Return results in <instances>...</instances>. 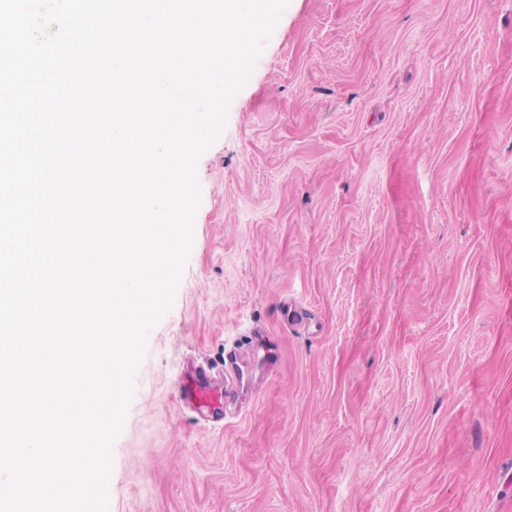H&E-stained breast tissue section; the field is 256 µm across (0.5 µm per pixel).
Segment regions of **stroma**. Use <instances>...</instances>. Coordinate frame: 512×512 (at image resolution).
Wrapping results in <instances>:
<instances>
[{
	"label": "stroma",
	"instance_id": "obj_1",
	"mask_svg": "<svg viewBox=\"0 0 512 512\" xmlns=\"http://www.w3.org/2000/svg\"><path fill=\"white\" fill-rule=\"evenodd\" d=\"M197 174L109 512H512V0H289ZM179 392L184 403L191 404L199 411L215 412L223 405L222 393L210 387L205 370H198L181 377Z\"/></svg>",
	"mask_w": 512,
	"mask_h": 512
}]
</instances>
